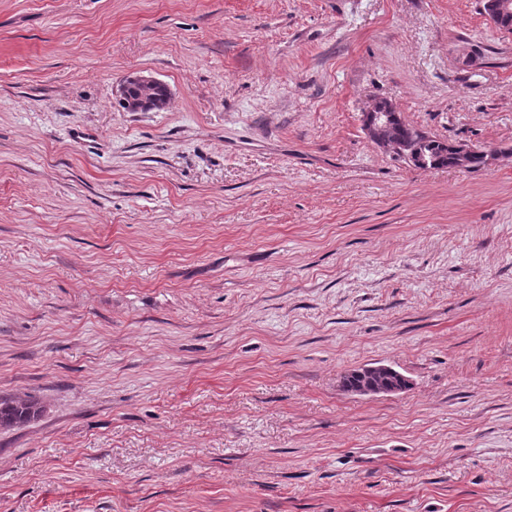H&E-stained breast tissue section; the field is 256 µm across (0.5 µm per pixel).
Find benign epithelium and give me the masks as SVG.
I'll return each mask as SVG.
<instances>
[{
    "mask_svg": "<svg viewBox=\"0 0 512 512\" xmlns=\"http://www.w3.org/2000/svg\"><path fill=\"white\" fill-rule=\"evenodd\" d=\"M138 89V97L129 95L131 88ZM166 84L151 75L133 73L126 76L118 89L119 102L128 112H150L164 107L171 93L158 100L155 92ZM363 130L368 139L383 150L392 153L414 166L429 167V161L422 153L419 142L424 134L416 138H406L401 135L403 118L395 104L385 98L375 99L362 115Z\"/></svg>",
    "mask_w": 512,
    "mask_h": 512,
    "instance_id": "benign-epithelium-1",
    "label": "benign epithelium"
}]
</instances>
